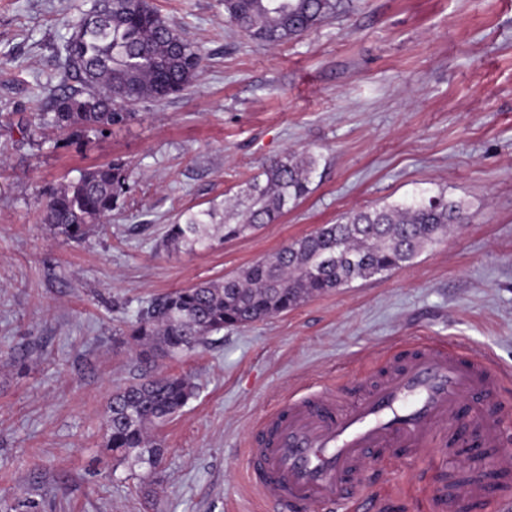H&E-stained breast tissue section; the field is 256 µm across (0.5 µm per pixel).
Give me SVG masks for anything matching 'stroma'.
<instances>
[{
  "label": "stroma",
  "instance_id": "1",
  "mask_svg": "<svg viewBox=\"0 0 512 512\" xmlns=\"http://www.w3.org/2000/svg\"><path fill=\"white\" fill-rule=\"evenodd\" d=\"M203 61L186 92L81 139L50 109L60 48L91 0H0V512H274L248 474L257 420L289 396L351 405L424 343L488 354L512 411V0H342L299 38L260 45L223 0H151ZM310 152L309 194L278 223L197 252L157 245L186 210L223 205L262 163ZM124 164L130 190L80 241L42 222L49 191ZM467 223L408 266L212 335L161 364L196 395L150 476L103 446L104 412L142 367L119 337L154 296L232 275L347 211L426 192ZM436 438L370 465L385 512H435L444 473L477 465Z\"/></svg>",
  "mask_w": 512,
  "mask_h": 512
}]
</instances>
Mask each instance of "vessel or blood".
<instances>
[{
  "label": "vessel or blood",
  "instance_id": "b4317fda",
  "mask_svg": "<svg viewBox=\"0 0 512 512\" xmlns=\"http://www.w3.org/2000/svg\"><path fill=\"white\" fill-rule=\"evenodd\" d=\"M501 382L487 359L421 345L391 362L347 410L337 411L335 394L311 392L265 414L249 453L251 481L277 512L336 502L354 512H380L385 503L371 498L366 476L379 450L413 453L436 434L461 435L463 406L485 411ZM481 444L497 449L496 469L512 470L500 417L484 420Z\"/></svg>",
  "mask_w": 512,
  "mask_h": 512
}]
</instances>
